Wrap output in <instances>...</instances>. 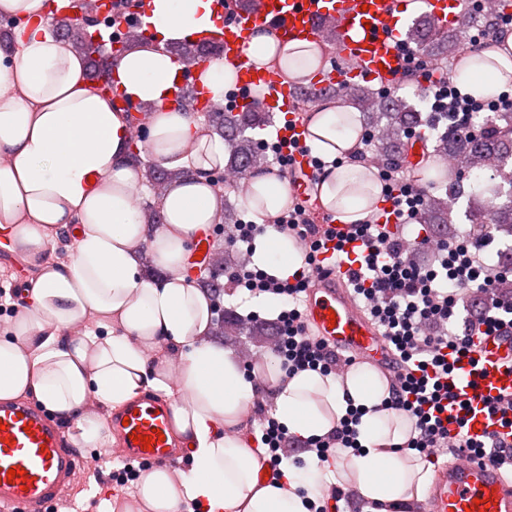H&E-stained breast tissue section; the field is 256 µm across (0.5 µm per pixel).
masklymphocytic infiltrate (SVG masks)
Returning <instances> with one entry per match:
<instances>
[{
	"label": "lymphocytic infiltrate",
	"mask_w": 512,
	"mask_h": 512,
	"mask_svg": "<svg viewBox=\"0 0 512 512\" xmlns=\"http://www.w3.org/2000/svg\"><path fill=\"white\" fill-rule=\"evenodd\" d=\"M378 174L385 196L394 204L396 222L413 223L410 181L394 175L386 166L379 168ZM276 222L302 247L303 264L298 273L293 279L277 280L242 269L232 274L230 281L249 292L282 299L284 308L276 324L277 350L286 374L306 369L338 372L340 358L322 338L309 332L301 299L318 254L336 233L312 224L305 204L300 202L288 207ZM392 225L365 220L354 224L348 238L360 244V269L351 278L353 291L400 360L388 404L412 422L405 446L427 461L440 451L459 455L472 452L512 470V443H503L489 433L473 436L462 430L450 432L442 417L449 404L458 400L448 385L449 358L467 357L477 336L512 328V298L502 296L495 287L498 279L512 276V268L489 270L479 248L427 236L408 240L397 235ZM416 248L432 250L437 266L411 264L409 256ZM466 293L479 294L481 307L476 316L461 322L457 306Z\"/></svg>",
	"instance_id": "1"
}]
</instances>
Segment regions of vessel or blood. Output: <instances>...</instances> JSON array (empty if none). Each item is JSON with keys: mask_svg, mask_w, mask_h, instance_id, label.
<instances>
[{"mask_svg": "<svg viewBox=\"0 0 512 512\" xmlns=\"http://www.w3.org/2000/svg\"><path fill=\"white\" fill-rule=\"evenodd\" d=\"M426 11L441 24L455 23L458 0H424ZM405 0H250L232 19H225L223 0H212L214 27L204 38L222 47L224 62L236 67L235 109L258 106L279 119L273 135L284 141L290 159L286 176L293 195L313 203L316 223L327 222L321 203L315 202L312 159L301 151L308 127L299 117L304 109L295 88L272 68L254 70L244 49L255 29L264 27L280 40H314L325 29L336 36L341 66L322 73L316 88L343 89L359 81L394 83L407 64L409 47L397 26ZM151 0H141L133 14L123 16L122 30L141 37L154 34L149 21ZM352 265L346 255L334 259L323 253L311 273L306 318L318 336L339 354L357 362L387 369L396 357L372 321L363 314L346 287ZM450 380L460 399L482 406L484 399L512 394V334L482 337L472 356L452 366ZM122 436L128 458L166 464L174 451L170 441L153 438V431L168 432L169 407L155 399L127 405L111 417ZM152 437L151 449L136 443V436ZM76 455L64 448L60 429L43 412L23 402H0V506L21 512H40L65 488L76 469ZM15 477H8V470ZM426 512H512V484L499 467L485 457L460 459L440 467L429 491Z\"/></svg>", "mask_w": 512, "mask_h": 512, "instance_id": "b4317fda", "label": "vessel or blood"}]
</instances>
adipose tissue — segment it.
<instances>
[{"label":"adipose tissue","instance_id":"ef3b65f1","mask_svg":"<svg viewBox=\"0 0 512 512\" xmlns=\"http://www.w3.org/2000/svg\"><path fill=\"white\" fill-rule=\"evenodd\" d=\"M0 15L18 20L12 52H0V247L19 252L33 271L23 305L0 333V402L33 399L65 423L75 448L101 450L117 443L101 408L118 411L150 395L167 400L170 439L188 449V468L146 470L131 498L113 499L108 512H311L332 477L379 503V512H408L430 474L419 458L395 450L411 424L385 407V378L365 365L343 377L309 369L288 376L269 358L271 414L288 434L321 438L349 409L360 413L358 447L338 451L333 466L313 456L300 465L284 459L271 480L264 476L268 449L247 432L257 379L211 338L210 297L187 268L190 245L223 221L209 173L225 166L226 148L170 104L180 67L161 46L211 29L212 0H152L155 42L125 53L115 67L123 96L151 109L145 149L190 171L169 187L160 226L146 223L136 197L144 175L130 157L124 114L87 79L84 58L50 29L45 0H0ZM323 50L317 41L284 43L259 29L245 56L306 83ZM484 56L482 67L455 70L457 86L475 97L512 90V33ZM361 126L360 112L340 102L315 111L306 140L329 163L321 203L344 224L370 214L356 190L366 168L351 158ZM244 203L275 215L288 203V188L254 176ZM59 244L66 258L52 257ZM251 261L286 279L302 257L269 225ZM149 262L161 277L147 274Z\"/></svg>","mask_w":512,"mask_h":512}]
</instances>
